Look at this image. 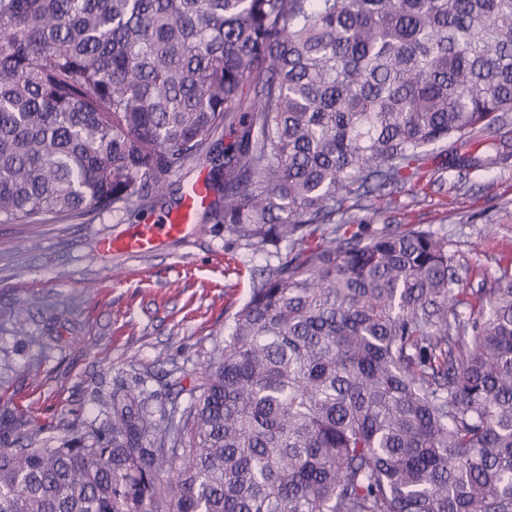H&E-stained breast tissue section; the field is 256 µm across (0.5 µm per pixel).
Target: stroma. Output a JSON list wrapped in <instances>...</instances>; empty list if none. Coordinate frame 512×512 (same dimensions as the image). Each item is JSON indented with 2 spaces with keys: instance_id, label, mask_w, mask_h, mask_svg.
Here are the masks:
<instances>
[{
  "instance_id": "35a3bbf8",
  "label": "stroma",
  "mask_w": 512,
  "mask_h": 512,
  "mask_svg": "<svg viewBox=\"0 0 512 512\" xmlns=\"http://www.w3.org/2000/svg\"><path fill=\"white\" fill-rule=\"evenodd\" d=\"M426 153L423 181L369 195L361 216L371 232L418 224L447 235L465 287H479L512 264V156L459 180L447 145ZM209 170L203 161L167 176L145 208L0 224V414L21 421V437L53 446L70 426L102 423L95 393L119 381L140 382L166 417L189 406L265 255L201 214L148 254H105L98 244L163 221L177 210L180 187ZM21 302L31 306L22 327L12 316Z\"/></svg>"
}]
</instances>
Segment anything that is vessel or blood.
<instances>
[{
    "mask_svg": "<svg viewBox=\"0 0 512 512\" xmlns=\"http://www.w3.org/2000/svg\"><path fill=\"white\" fill-rule=\"evenodd\" d=\"M203 188H196L194 194L188 196L182 208L168 217L161 224H141L129 235L121 239L103 240V250L140 253L149 251L155 242L180 235L191 224L196 210L204 203Z\"/></svg>",
    "mask_w": 512,
    "mask_h": 512,
    "instance_id": "b4317fda",
    "label": "vessel or blood"
}]
</instances>
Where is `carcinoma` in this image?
Returning <instances> with one entry per match:
<instances>
[{
	"instance_id": "1",
	"label": "carcinoma",
	"mask_w": 512,
	"mask_h": 512,
	"mask_svg": "<svg viewBox=\"0 0 512 512\" xmlns=\"http://www.w3.org/2000/svg\"><path fill=\"white\" fill-rule=\"evenodd\" d=\"M511 113L512 0H0V224L206 156L207 216L276 258L179 420L124 383L52 448L1 419L0 512H512V268L467 290L345 208Z\"/></svg>"
}]
</instances>
